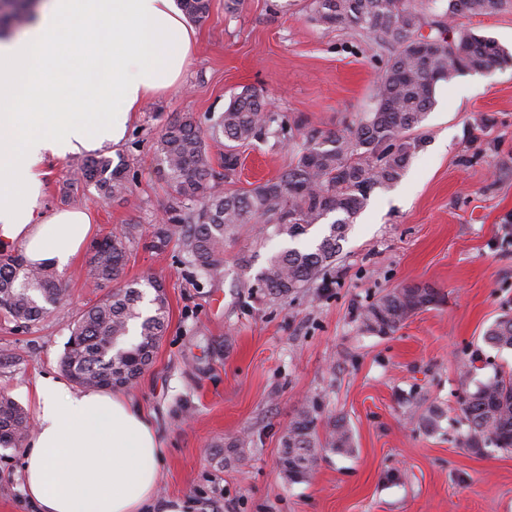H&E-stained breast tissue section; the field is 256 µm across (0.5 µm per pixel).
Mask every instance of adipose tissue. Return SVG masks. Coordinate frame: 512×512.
<instances>
[{
  "label": "adipose tissue",
  "mask_w": 512,
  "mask_h": 512,
  "mask_svg": "<svg viewBox=\"0 0 512 512\" xmlns=\"http://www.w3.org/2000/svg\"><path fill=\"white\" fill-rule=\"evenodd\" d=\"M196 37L176 0H39L0 38L1 250L71 264L93 221L47 207L49 164L122 144L143 103L179 83ZM35 392L22 479L38 512H184L180 499L156 503L160 447L142 407L49 375Z\"/></svg>",
  "instance_id": "ef3b65f1"
}]
</instances>
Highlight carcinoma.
Here are the masks:
<instances>
[{
    "instance_id": "1",
    "label": "carcinoma",
    "mask_w": 512,
    "mask_h": 512,
    "mask_svg": "<svg viewBox=\"0 0 512 512\" xmlns=\"http://www.w3.org/2000/svg\"><path fill=\"white\" fill-rule=\"evenodd\" d=\"M28 0H15L0 17L7 26L28 19ZM512 0H309L310 18L327 29H355L388 50L372 108L352 126L308 133L288 114L271 109L261 95L245 90L224 108L208 130L191 116L171 120L157 141L163 178L171 190L167 221L153 227L148 247L163 250L177 239L198 278L214 281L224 273V245L253 224V240L269 237L294 242L330 216L328 234L311 248L285 247L271 254L257 276L271 301L288 298L310 286L332 265L353 219L376 188L397 182L424 147L418 134L435 104L436 87L465 72H480L512 60L493 38L468 28H448L460 17L488 15ZM195 23L210 16V0H178ZM274 139L292 149L288 170L280 176L234 192L216 188L208 141L224 145V177L239 164L237 149L256 140ZM86 182L108 197L127 190L126 166L110 157H86L79 163ZM133 243L132 228L111 232L93 245L84 275L94 288L119 281ZM151 309L144 313V292L131 284L115 288L74 321L60 368L83 389L132 383L153 362L168 327V301L162 281L150 278ZM65 298L49 267L28 266L19 255L0 254V312L14 320H40ZM437 302L416 296L415 287L394 289L370 304L365 328L380 335L396 332L418 310ZM138 323L136 341L127 343L129 326ZM484 341L512 348V317L497 319ZM465 445L491 444L512 449V374L497 372L467 392L462 402ZM31 432L27 413L0 395V446L16 448ZM352 447L343 420L320 439L313 410L303 406L281 440L280 465L292 482L313 471L318 450Z\"/></svg>"
}]
</instances>
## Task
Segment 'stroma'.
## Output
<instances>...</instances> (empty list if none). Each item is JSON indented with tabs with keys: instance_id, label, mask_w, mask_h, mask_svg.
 <instances>
[{
	"instance_id": "stroma-1",
	"label": "stroma",
	"mask_w": 512,
	"mask_h": 512,
	"mask_svg": "<svg viewBox=\"0 0 512 512\" xmlns=\"http://www.w3.org/2000/svg\"><path fill=\"white\" fill-rule=\"evenodd\" d=\"M279 2L244 0L233 14L211 0L181 88L149 100L112 154L127 166V193L105 199L83 183L70 198L77 173L68 160L49 169L50 206L89 210L93 239L131 226L145 240L171 203L155 143L176 116L209 127L247 88L322 131L369 111L383 56L374 41L317 26L306 0L284 12ZM454 24L512 51V8ZM458 80L470 92L438 85L424 150L399 182L374 190L312 288L264 298L256 275L283 244L255 245L247 229L226 243L223 277L203 285L178 242L135 247L123 283L160 279L169 303L154 362L127 390L160 442L158 502L182 498L188 512H512V449L465 447L460 410L477 381L512 371V349L483 340L496 319L512 316V64ZM239 154L232 190L277 177L291 161L270 140ZM244 252L253 256L247 270L237 264ZM90 256L83 250L61 272L62 307L36 323L0 318V392L27 410L37 379L60 376L78 314L104 295L81 275ZM412 285L443 299L393 334L366 331L367 306ZM305 405L318 432L344 420L353 446L320 449L309 478L292 484L280 471V439ZM431 408L441 414L434 430L422 421ZM236 438L245 447L222 463L215 441ZM0 512H35L16 448L0 447Z\"/></svg>"
}]
</instances>
